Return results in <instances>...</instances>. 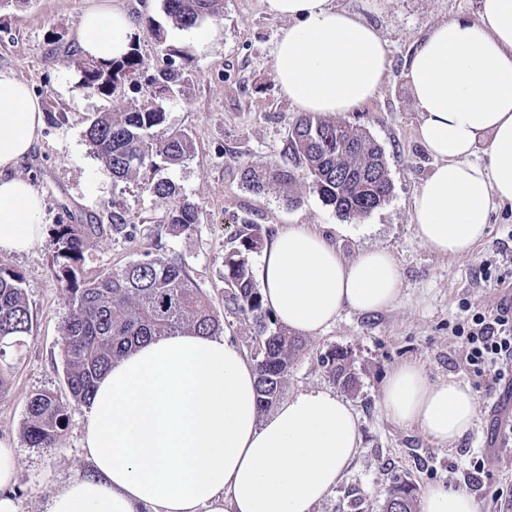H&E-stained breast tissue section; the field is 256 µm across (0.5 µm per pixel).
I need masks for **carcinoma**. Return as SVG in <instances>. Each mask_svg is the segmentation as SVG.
<instances>
[{
  "instance_id": "carcinoma-1",
  "label": "carcinoma",
  "mask_w": 512,
  "mask_h": 512,
  "mask_svg": "<svg viewBox=\"0 0 512 512\" xmlns=\"http://www.w3.org/2000/svg\"><path fill=\"white\" fill-rule=\"evenodd\" d=\"M166 22L177 27L197 26L219 14L221 0H162ZM161 52L181 57V50L166 44L165 26L146 20ZM82 84L111 95L118 82L136 80L147 64L138 49L102 65L92 60L77 62ZM183 81L181 69L170 61L149 78V94L163 99ZM165 121L159 106L129 102L119 112H100L92 117L87 137L92 153L112 182L136 179L146 165L161 159L176 165L192 157L195 142L189 133L172 129L162 140L149 139V131ZM287 150L293 167L278 164L246 165L241 178L247 189L262 193L275 189L289 206L300 202L299 172L309 174L310 187L341 217L361 218L382 207L391 194L385 153L367 131L334 116L305 112L289 130ZM146 191L166 206L164 223L180 234L199 223L201 207L184 198L180 188L167 178L146 184ZM109 224H61L57 244L66 262L56 276L65 290L68 315L61 328L64 373L70 399L85 404L111 362L123 357L141 342L181 331L219 336L224 324L207 294L187 273L182 262L144 254L122 268L89 278L77 277L73 264L83 250L105 233L132 235L133 225L123 211L112 208ZM268 234L251 220L242 224L239 247L224 253V307L252 321L260 358L257 401L260 412L282 398L291 368L305 342L283 326L275 325L264 305L243 253L265 246ZM22 277L0 265V358L7 349L30 335L32 315L21 286ZM320 362L333 383L346 391L357 387L354 360L348 350L330 348ZM67 425L66 402L50 391L31 395L27 404L25 434L38 448L55 446ZM384 512H415L414 488L407 483L392 487Z\"/></svg>"
}]
</instances>
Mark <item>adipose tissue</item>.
I'll return each mask as SVG.
<instances>
[{
  "instance_id": "1",
  "label": "adipose tissue",
  "mask_w": 512,
  "mask_h": 512,
  "mask_svg": "<svg viewBox=\"0 0 512 512\" xmlns=\"http://www.w3.org/2000/svg\"><path fill=\"white\" fill-rule=\"evenodd\" d=\"M287 19L273 68L299 111L336 116L373 99L388 77L385 43L334 0H263ZM134 18L117 5L81 18V55L109 62L129 50ZM418 135L436 164L413 198L417 233L448 257L472 252L493 215L512 203V0H480L476 18H452L420 40L407 64ZM42 108L22 80L0 73V253L28 252L43 230V202L14 173L38 144ZM483 162H476V153ZM259 280L277 321L314 336L343 309L371 314L399 304L401 274L383 249L345 260L305 224L277 231ZM255 364L221 336L180 332L113 362L88 403L92 475L66 481L45 512H312L341 483L360 445L358 419L336 392L314 388L260 414ZM382 405L396 423L442 445L473 428L468 385L429 381L406 362L388 375ZM421 512H478L443 485Z\"/></svg>"
}]
</instances>
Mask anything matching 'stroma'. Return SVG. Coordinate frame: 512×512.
Segmentation results:
<instances>
[{
    "label": "stroma",
    "mask_w": 512,
    "mask_h": 512,
    "mask_svg": "<svg viewBox=\"0 0 512 512\" xmlns=\"http://www.w3.org/2000/svg\"><path fill=\"white\" fill-rule=\"evenodd\" d=\"M102 0H9L0 5V72L23 80L44 112L41 139L17 164L44 200V228L33 248L23 254H0V264L22 277L33 316V332L18 351L0 360L7 385L0 391V441L13 446L18 479L10 492L19 512H43L58 484L85 475L93 465L84 449L87 407L69 403L68 424L56 447H31L24 435L32 394L65 395L60 330L68 314L64 291L56 277L61 263L55 232L62 224H106L120 207L132 236L104 234L84 251L79 276L123 267L150 253L182 261L190 277L224 317V335L249 358L258 355L250 320L224 309V252L235 246L240 219L250 216L269 229L309 224L329 237L340 254L354 258L381 248L397 261L402 275L399 304L389 310L360 314L343 310L316 336L296 360L286 387L294 394L311 387H330L319 356L341 347L355 360L358 385L345 393L359 420L361 444L340 485L313 512H383L391 488L413 486L415 498L427 488L455 487L457 475L473 458L487 457L488 471L470 489L480 512H494L492 493L512 484V445L491 442L499 417V391L486 378L466 369L452 332L461 304L481 309L499 295L496 278L512 281V205L492 218L486 238L465 256L434 254L419 239L412 201L434 166L418 137V117L407 89V60L419 41L436 25L454 17H475L479 0H334L338 8L373 23L386 43L388 78L378 95L344 121L365 129L381 145L392 191L389 201L363 218L339 217L301 177V201L290 207L276 191L255 194L243 184V164L290 165L288 132L299 116L277 84L273 59L283 20L265 13L262 0H223L219 16L224 39L200 52L194 40L201 27L169 28L168 44L184 52L178 65L184 88L162 100L164 123L153 130L162 138L172 129L188 131L196 146L192 158L179 165L144 167L137 181L113 184L91 155L85 132L97 112L115 110L118 99L143 101L133 82L122 83L118 95L87 89L75 63L80 55L74 37L84 12ZM136 19L131 45L149 65L162 55L146 19L163 20L161 0H118ZM166 177L202 208L200 224L174 235L163 222L164 204L144 185ZM490 263L492 280L481 276ZM418 363L430 381L455 378L468 384L478 401L473 430L451 446L431 440L417 428L394 422L382 407V391L397 365Z\"/></svg>",
    "instance_id": "stroma-1"
}]
</instances>
